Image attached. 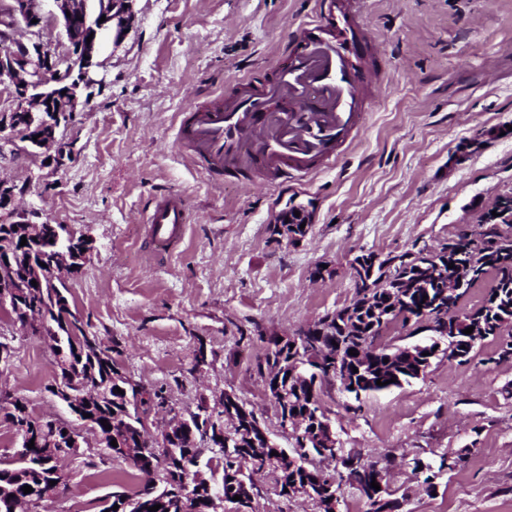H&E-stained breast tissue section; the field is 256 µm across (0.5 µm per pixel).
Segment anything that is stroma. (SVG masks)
<instances>
[{
	"label": "stroma",
	"instance_id": "1",
	"mask_svg": "<svg viewBox=\"0 0 512 512\" xmlns=\"http://www.w3.org/2000/svg\"><path fill=\"white\" fill-rule=\"evenodd\" d=\"M365 2L364 124L336 162L302 181H211L175 137L191 105L267 74L314 17L315 0H137L128 37L102 56L89 102L62 130L76 158L54 174L38 157L0 153V180L25 189L18 209L91 240L90 261L65 278L71 308L117 351L126 377L163 389L168 406L150 410L151 431L231 390L280 447H292L257 372L267 337L349 305L355 256L437 250L478 231L496 200L512 195V133L486 135L512 126V0ZM167 194L185 199L191 221L179 247L157 256L141 218ZM288 202L312 207L298 244L272 231ZM0 342L12 351L0 360V397L70 420L49 391L47 337L0 309ZM495 349L488 339L469 362L438 356L424 377L359 406L323 387L341 447L389 462L401 512H512V363H490ZM458 452L462 461L431 492L408 464ZM61 465L68 482L48 512H99L101 499L139 488L125 461L93 448Z\"/></svg>",
	"mask_w": 512,
	"mask_h": 512
}]
</instances>
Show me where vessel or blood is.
Segmentation results:
<instances>
[{
    "instance_id": "obj_1",
    "label": "vessel or blood",
    "mask_w": 512,
    "mask_h": 512,
    "mask_svg": "<svg viewBox=\"0 0 512 512\" xmlns=\"http://www.w3.org/2000/svg\"><path fill=\"white\" fill-rule=\"evenodd\" d=\"M359 0H318L285 58L261 87L241 80L181 119L177 141L203 161L210 179L261 178L281 185L308 176L314 161H335L363 120L364 61ZM155 251L168 252L187 222L181 196L157 200L146 214Z\"/></svg>"
}]
</instances>
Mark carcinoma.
<instances>
[{
  "label": "carcinoma",
  "mask_w": 512,
  "mask_h": 512,
  "mask_svg": "<svg viewBox=\"0 0 512 512\" xmlns=\"http://www.w3.org/2000/svg\"><path fill=\"white\" fill-rule=\"evenodd\" d=\"M503 206L505 215L501 219L481 226L475 236H456L451 250L406 252V260L398 266L376 274L372 287L355 286L356 297L351 304L309 324L300 345L293 347L289 341L274 343V349L266 356L269 386L279 383L288 390V417L302 419L301 434L320 431L331 424L320 403L323 383L339 385L358 402L420 378V370L430 366V359L443 342L450 349L449 357L467 362L473 351L463 333L468 327H474L476 336L498 340L497 360H512V196L503 199ZM57 229L63 230V225L43 224L40 242L19 246L8 257L0 255V268L13 267V272L0 275V292L10 296L8 314L12 319L22 324L36 315L47 324L45 336L53 342L56 370L55 384L48 391L53 394L57 388L77 391L85 387L98 390L97 399L81 404L84 416L80 420L116 440L117 446L109 445L101 453L127 461L138 472L139 490L132 495L113 496L100 512H129L128 504L132 502L139 504L137 512H148L156 504L161 505L158 512H210L208 497L218 493L233 507L244 506L242 501L233 500L240 490L237 473L241 462L230 450L238 446L251 448L258 439L251 434L246 417L237 416V422L224 430V444L212 445L196 433L199 413H189L190 427L173 431L164 444V461L157 463L147 443L131 427L140 408L151 404V399L142 397L119 371L112 348L91 347L83 321L71 309L68 289L54 280L51 258ZM32 261L46 264L42 281L35 286L23 276ZM450 263L454 264L451 269ZM487 278L490 286L481 304L462 311L466 293L455 292L459 281L463 279L473 287ZM443 292L446 296L433 318L436 323L445 324L446 334L414 344H379L385 327L406 323L402 313L430 307ZM351 349L357 355H350ZM378 380L384 385H377ZM117 387L123 393L114 392ZM7 417L21 434L24 430L20 425L38 421L27 402L17 397L9 401ZM103 420L111 430L105 429ZM36 432L40 441L53 442V448L43 455L40 449H30L23 442L12 457L0 459V512H12L14 497L24 495L23 486L49 485L54 466L51 459L77 448L59 429L31 430ZM272 451L271 447L267 452L268 472L280 486L279 496L289 499L308 489L318 497L328 493L323 472L307 462L293 467ZM327 455L333 461L338 456L342 458V471L334 475L335 488L348 484L368 498L376 497L375 512H400L401 502L391 492L371 487L372 479L379 478L380 472L376 464L361 462L362 453L346 452L338 445L327 449ZM460 460L459 456L452 460L443 456L435 468L415 456L410 464L414 472L424 474L423 483L431 490L435 487L433 480L454 469Z\"/></svg>",
  "instance_id": "cac0c4a2"
}]
</instances>
